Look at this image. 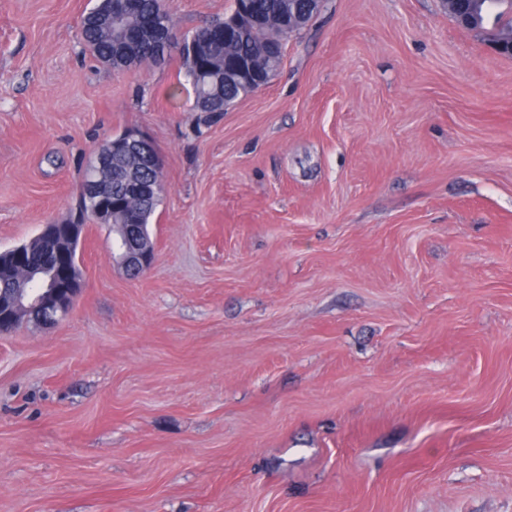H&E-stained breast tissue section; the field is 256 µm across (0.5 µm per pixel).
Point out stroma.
I'll use <instances>...</instances> for the list:
<instances>
[{"label": "stroma", "mask_w": 512, "mask_h": 512, "mask_svg": "<svg viewBox=\"0 0 512 512\" xmlns=\"http://www.w3.org/2000/svg\"><path fill=\"white\" fill-rule=\"evenodd\" d=\"M93 4L0 0V251L134 128L155 259L85 225L68 314L0 336V512H512V57L442 0H326L198 112L178 54L91 55ZM118 167L124 172L128 169H135L137 173L140 175V178L145 180L153 178L159 179L161 172L157 173L154 164L152 162V158L149 159L145 157L144 154H140L139 156H133L128 158H123L118 160Z\"/></svg>", "instance_id": "35a3bbf8"}]
</instances>
